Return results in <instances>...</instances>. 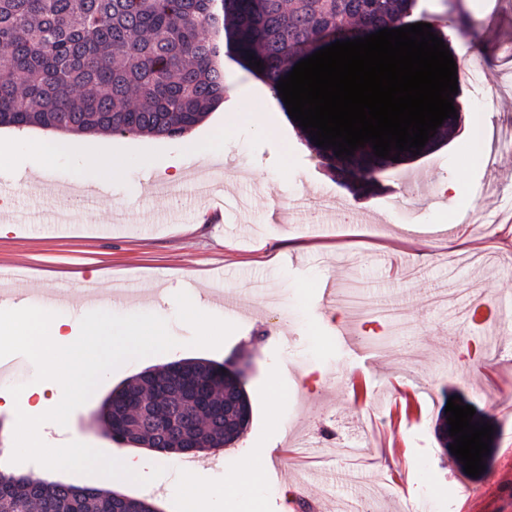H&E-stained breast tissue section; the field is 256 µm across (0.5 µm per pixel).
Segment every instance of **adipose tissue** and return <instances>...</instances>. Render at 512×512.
Returning a JSON list of instances; mask_svg holds the SVG:
<instances>
[{
    "instance_id": "obj_1",
    "label": "adipose tissue",
    "mask_w": 512,
    "mask_h": 512,
    "mask_svg": "<svg viewBox=\"0 0 512 512\" xmlns=\"http://www.w3.org/2000/svg\"><path fill=\"white\" fill-rule=\"evenodd\" d=\"M10 316L22 325L28 324L32 317L40 319L42 378L28 389L25 397L60 418L65 415L64 399L72 394H87L89 385L102 377L111 361H131L151 350L169 352L174 348L165 323L147 306L122 310L87 306L77 318L56 309L31 307L11 310ZM16 449L38 453L54 470L95 463L105 476L117 474L127 480L135 479L143 464L139 457L99 460L88 448L48 447L31 430L25 432ZM267 464L266 457L253 452L245 457L239 473L220 482L200 483L192 469L184 468L178 470L175 485L183 494L186 512H224L225 488L239 485L242 477L260 476Z\"/></svg>"
}]
</instances>
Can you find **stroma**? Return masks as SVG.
I'll return each instance as SVG.
<instances>
[{
  "label": "stroma",
  "instance_id": "stroma-1",
  "mask_svg": "<svg viewBox=\"0 0 512 512\" xmlns=\"http://www.w3.org/2000/svg\"><path fill=\"white\" fill-rule=\"evenodd\" d=\"M420 3L412 22L443 25L456 64L469 56L483 67L458 79L455 133L378 174L375 194L354 195L334 179L268 84L230 60L223 110L192 130L208 138L217 125L231 128L222 163L189 153V137L150 134L106 132L85 138L82 151L56 154L51 176L69 184L96 178L89 156L109 152L122 162L94 221L120 214L123 235H62L35 223V214L64 209L68 200L35 197L17 183L31 168L25 146L0 152V186L15 215L14 233L0 238V263L22 269L34 293L101 270L103 287L117 280L136 289V303L156 300L177 347L172 355L115 361L86 397L69 399L64 426L39 409L21 418L17 406L1 407L0 451H12L28 424L49 444L64 440L103 457L130 453L96 420L114 388L176 359L241 358L249 363L250 424L234 445L197 454L193 463L208 483L238 472L250 449L287 455L279 473L238 495L242 512H336L352 499L371 512H512V223L502 220L512 212V149L487 159L472 146L474 134L488 141L512 123V71L498 49L512 30V0ZM254 114L269 131L250 124ZM144 155L153 157V169L140 166ZM174 158L182 180L171 192L153 191L148 174L167 176ZM450 181L476 189L467 209H452L442 194ZM195 182L213 185L222 218L202 219ZM363 211L373 223L357 221ZM187 279L201 291L239 298L236 312L210 308L224 321L223 335L201 339L183 319ZM490 320L499 339L475 353ZM352 328L361 337L356 351L341 337ZM284 366L289 389L278 376ZM455 395L496 429L497 484L488 474L461 472L435 437L438 409ZM136 451L146 459L136 481H109L82 466L76 483L137 498L144 488H165L157 512H182L170 489L172 462Z\"/></svg>",
  "mask_w": 512,
  "mask_h": 512
}]
</instances>
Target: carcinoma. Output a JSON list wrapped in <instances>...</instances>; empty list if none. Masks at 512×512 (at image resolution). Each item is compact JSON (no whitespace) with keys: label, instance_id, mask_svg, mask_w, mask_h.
Segmentation results:
<instances>
[{"label":"carcinoma","instance_id":"cac0c4a2","mask_svg":"<svg viewBox=\"0 0 512 512\" xmlns=\"http://www.w3.org/2000/svg\"><path fill=\"white\" fill-rule=\"evenodd\" d=\"M416 0H0V126L179 137L201 123L230 90L229 57L252 72L254 58L274 94L300 60L336 39L352 40L408 25ZM302 135L338 178L358 193L373 190L385 159L372 148L348 157ZM211 368L191 386L179 426L161 419L147 427L172 435L163 451L195 452L235 444L252 407L244 374L232 364L198 358ZM177 386L169 368L112 391L99 420L117 442L119 413L133 424L142 404ZM448 414L440 407L435 435L448 448ZM0 512H155L143 500L95 486L34 482L0 474Z\"/></svg>","mask_w":512,"mask_h":512}]
</instances>
